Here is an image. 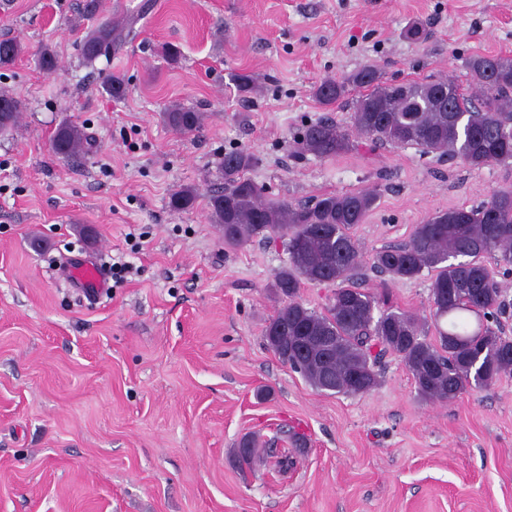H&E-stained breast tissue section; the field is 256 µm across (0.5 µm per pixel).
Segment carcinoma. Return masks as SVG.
<instances>
[{"label": "carcinoma", "mask_w": 512, "mask_h": 512, "mask_svg": "<svg viewBox=\"0 0 512 512\" xmlns=\"http://www.w3.org/2000/svg\"><path fill=\"white\" fill-rule=\"evenodd\" d=\"M124 19L91 27L83 39V57L91 63L112 52L128 28ZM24 52L18 39L0 40V66ZM476 91L460 93L453 111L436 106L434 93L454 87L448 79L395 87L382 81L372 66L343 80L328 79L314 95L326 106L343 103L351 90V125L355 132L381 145H413L424 154L437 153L480 169L512 165V58L475 56L467 62ZM7 107L0 131L13 129L21 104L1 92ZM174 131L189 133L203 114L174 104L163 112ZM55 153L73 157L90 145L80 126L61 122L52 138ZM354 147L350 134L325 118L307 125L297 148L332 158ZM253 164L246 150L224 154V187L207 201L211 221L224 231V245L240 247L273 232L288 235V264L274 288L283 306L266 325L270 349L316 389L365 395L378 385L377 367L390 352L411 372L420 396L451 402L474 388L512 377V336L504 334V310L498 283L484 264L492 256L512 266V188L493 191L478 207L441 211L416 226L408 241L388 245L372 258V268L392 281L418 279L433 273L430 302L439 344L428 340L425 326L405 311L385 307L377 294L357 284L362 255L350 230L364 222L377 194L373 190L326 194L313 202L272 201L245 177ZM196 190L185 187L171 196L176 210L194 208ZM335 284L327 313L307 307L299 297L304 283Z\"/></svg>", "instance_id": "obj_1"}]
</instances>
